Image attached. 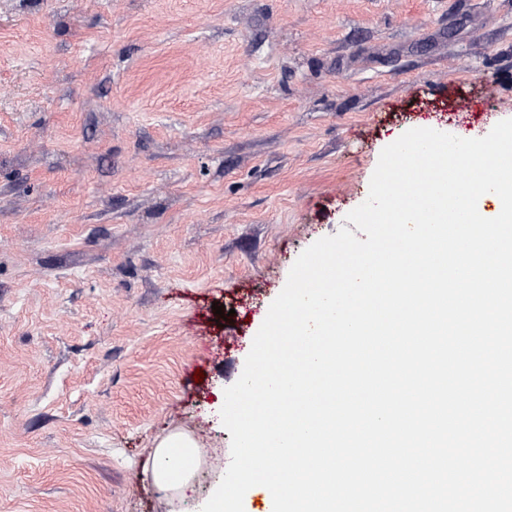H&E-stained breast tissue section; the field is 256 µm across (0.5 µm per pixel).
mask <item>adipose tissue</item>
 Returning a JSON list of instances; mask_svg holds the SVG:
<instances>
[{
    "label": "adipose tissue",
    "mask_w": 512,
    "mask_h": 512,
    "mask_svg": "<svg viewBox=\"0 0 512 512\" xmlns=\"http://www.w3.org/2000/svg\"><path fill=\"white\" fill-rule=\"evenodd\" d=\"M499 165L502 169L500 179L475 188L463 203L464 208L478 218L490 219L492 211L488 212L483 208L484 202L488 200L493 201L494 211L512 209V158H501ZM181 454L197 457L199 445L183 431H170L156 439L145 467V472L154 485L171 501L184 495L194 475L193 470H179L177 457Z\"/></svg>",
    "instance_id": "1"
}]
</instances>
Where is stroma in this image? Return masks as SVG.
I'll list each match as a JSON object with an SVG mask.
<instances>
[{
  "label": "stroma",
  "mask_w": 512,
  "mask_h": 512,
  "mask_svg": "<svg viewBox=\"0 0 512 512\" xmlns=\"http://www.w3.org/2000/svg\"><path fill=\"white\" fill-rule=\"evenodd\" d=\"M510 118L512 0H0V512H168L175 428L201 512L297 257L407 130ZM198 448H201L198 443L182 430L170 431L155 441L154 448L150 452V459L145 467V473L163 492L171 505L184 495L197 468L195 465L191 469L177 473L178 464L174 452L178 450L183 455L196 460L199 454Z\"/></svg>",
  "instance_id": "35a3bbf8"
}]
</instances>
